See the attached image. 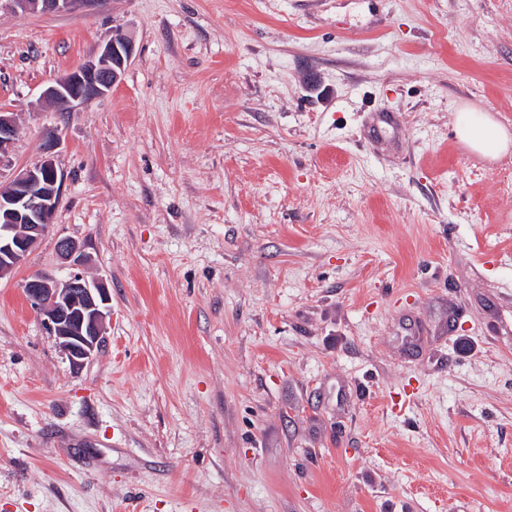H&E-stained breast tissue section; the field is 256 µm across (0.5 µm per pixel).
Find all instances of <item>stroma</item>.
I'll return each mask as SVG.
<instances>
[{"instance_id": "stroma-1", "label": "stroma", "mask_w": 512, "mask_h": 512, "mask_svg": "<svg viewBox=\"0 0 512 512\" xmlns=\"http://www.w3.org/2000/svg\"><path fill=\"white\" fill-rule=\"evenodd\" d=\"M106 96L41 99L115 32ZM512 0H0L11 159L53 231L0 279V512H512ZM104 280L72 367L29 306ZM96 0H9L14 9L23 13H58L71 11L76 6H92ZM456 132L465 146L487 159H497L510 148L508 130L488 112L470 105L459 108Z\"/></svg>"}]
</instances>
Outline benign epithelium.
<instances>
[{"mask_svg":"<svg viewBox=\"0 0 512 512\" xmlns=\"http://www.w3.org/2000/svg\"><path fill=\"white\" fill-rule=\"evenodd\" d=\"M23 13H58L91 6L96 0H9ZM134 42L114 33L99 51L78 68L46 87L41 98L60 112L107 95L130 64ZM19 136L14 113L0 110V179L4 162ZM58 131L46 132L40 158L13 173L0 186V279L24 265L30 254L50 233L62 192L55 152ZM59 256L81 265L82 245L64 237L56 242ZM24 292L33 310L42 318L72 365L81 367L103 345L106 319L111 315L110 293L103 280H88L81 272L63 282L46 274L31 276Z\"/></svg>","mask_w":512,"mask_h":512,"instance_id":"obj_1","label":"benign epithelium"}]
</instances>
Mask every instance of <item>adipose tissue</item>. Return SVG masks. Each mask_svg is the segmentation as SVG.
<instances>
[{"label":"adipose tissue","mask_w":512,"mask_h":512,"mask_svg":"<svg viewBox=\"0 0 512 512\" xmlns=\"http://www.w3.org/2000/svg\"><path fill=\"white\" fill-rule=\"evenodd\" d=\"M456 132L465 146L487 159H497L512 149V133L492 115L470 105L459 108Z\"/></svg>","instance_id":"1"}]
</instances>
